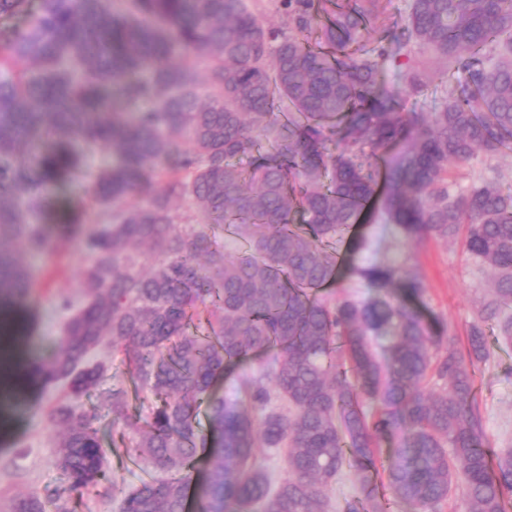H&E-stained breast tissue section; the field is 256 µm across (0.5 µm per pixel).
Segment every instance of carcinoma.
I'll return each mask as SVG.
<instances>
[{
  "mask_svg": "<svg viewBox=\"0 0 512 512\" xmlns=\"http://www.w3.org/2000/svg\"><path fill=\"white\" fill-rule=\"evenodd\" d=\"M279 11L266 27L248 0H0V21L24 20L0 33V310L35 289L12 243L49 254L55 220L92 262L58 351L29 378L79 398L112 345L154 399L131 413L116 387L112 415L164 478L131 490L112 479L96 414L70 404L51 411L65 429L58 465L70 491H99L118 512H186L191 492L202 512H328L346 467L360 496L345 512H437L459 484L469 512H508L512 449L483 448L473 367L490 357L485 319L512 342V194L459 192L449 170L512 144V0H412L398 33L378 22V0H279ZM416 47L467 73L428 112L404 111L379 84L382 61L402 56L400 80L419 90ZM190 55L207 64L203 94ZM84 146L112 165L85 170ZM379 148L395 150L384 206L400 234L463 230L470 258L497 271L463 350L441 351L444 329L394 300L423 291L413 266L355 269L365 301L323 295L343 268L337 241L375 193ZM46 182L83 183L97 227L37 194ZM207 221L244 252L226 257ZM146 252L159 256L147 273ZM257 356L259 374L217 393ZM383 439L394 448L379 482ZM259 448L283 453L287 476L258 465ZM13 512L43 505L20 497Z\"/></svg>",
  "mask_w": 512,
  "mask_h": 512,
  "instance_id": "1",
  "label": "carcinoma"
}]
</instances>
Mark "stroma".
<instances>
[{
    "label": "stroma",
    "mask_w": 512,
    "mask_h": 512,
    "mask_svg": "<svg viewBox=\"0 0 512 512\" xmlns=\"http://www.w3.org/2000/svg\"><path fill=\"white\" fill-rule=\"evenodd\" d=\"M429 80L421 92L413 93L400 82L394 62H385L382 71L384 89L398 95L406 107L432 104L444 96L448 86L465 81L461 70L444 71L431 53L420 57ZM499 184L502 191H512V150L489 158L476 153L468 165L456 175L457 190H467L472 184ZM385 186H378L376 200L357 227L339 245L346 269L332 288L334 298L363 301L370 292L351 270L355 267L407 265L418 267L424 290L418 302L424 315L436 319L447 333L443 344L461 348L480 304L489 299L494 273L476 266L466 253L461 237L430 238L417 243L404 239L394 224L388 222L383 210ZM23 264L32 271L37 282L38 302L31 311L22 313L18 324L20 350L31 352L34 362L42 363L58 349L61 329L69 306L79 305L83 295L81 279L90 257L77 242L61 246L51 258L23 255ZM497 330H488L486 340L491 351L488 362L475 368L476 398L482 419L483 446L497 453L512 448V345L497 339ZM107 367L100 386L76 402L80 410L98 409L96 422L103 444V463L112 476L126 486L136 487L151 478L142 463L134 462V439L114 423L105 405L109 389L121 386L130 389L132 383L123 364L112 350L99 354ZM63 389H34L16 398L9 409L0 413V512H11L19 496L34 495L44 504L45 512H55L56 496L69 497L74 512H117L92 493L72 494L57 464L59 427L50 412L60 403L68 402ZM143 394L132 393V409H139Z\"/></svg>",
    "instance_id": "35a3bbf8"
}]
</instances>
